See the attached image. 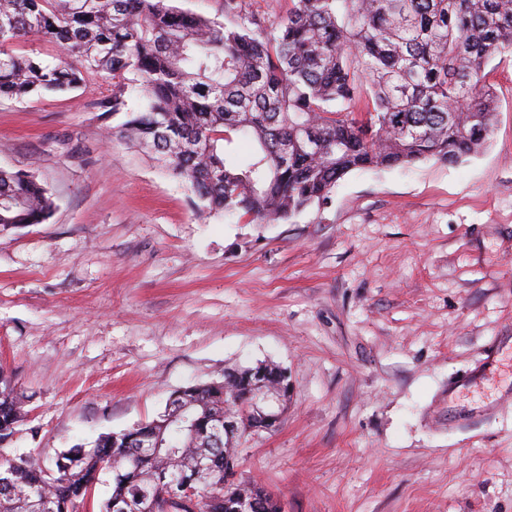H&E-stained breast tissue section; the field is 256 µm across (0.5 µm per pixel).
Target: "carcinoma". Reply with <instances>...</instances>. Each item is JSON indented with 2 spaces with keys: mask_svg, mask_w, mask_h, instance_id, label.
Returning <instances> with one entry per match:
<instances>
[{
  "mask_svg": "<svg viewBox=\"0 0 512 512\" xmlns=\"http://www.w3.org/2000/svg\"><path fill=\"white\" fill-rule=\"evenodd\" d=\"M277 22L224 0L219 22L170 0H0V98L66 92L109 77L105 112L127 114L122 136L184 182L209 212L246 223L287 221L325 201L355 170L456 163L486 144L496 96L485 67L512 52V0H292ZM36 36L62 49L54 63L11 45ZM253 143L233 162L227 148ZM54 202L37 178L0 168V227L42 224ZM268 387L288 382L265 363ZM254 374L243 367L172 393L140 428L100 435L56 454L0 462V512H133L174 486L195 508L282 512L257 483L233 481L249 421ZM187 406L190 434L170 416ZM24 420L0 375V446ZM211 464L213 480L197 470ZM107 477L105 498L95 491Z\"/></svg>",
  "mask_w": 512,
  "mask_h": 512,
  "instance_id": "carcinoma-1",
  "label": "carcinoma"
}]
</instances>
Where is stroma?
I'll list each match as a JSON object with an SVG mask.
<instances>
[{
  "instance_id": "1",
  "label": "stroma",
  "mask_w": 512,
  "mask_h": 512,
  "mask_svg": "<svg viewBox=\"0 0 512 512\" xmlns=\"http://www.w3.org/2000/svg\"><path fill=\"white\" fill-rule=\"evenodd\" d=\"M486 146L354 171L287 222L202 210L102 112L112 82L0 99V167L56 209L0 231V369L27 417L0 460H52L172 392L273 361L281 426L236 478L284 512H512V56Z\"/></svg>"
}]
</instances>
